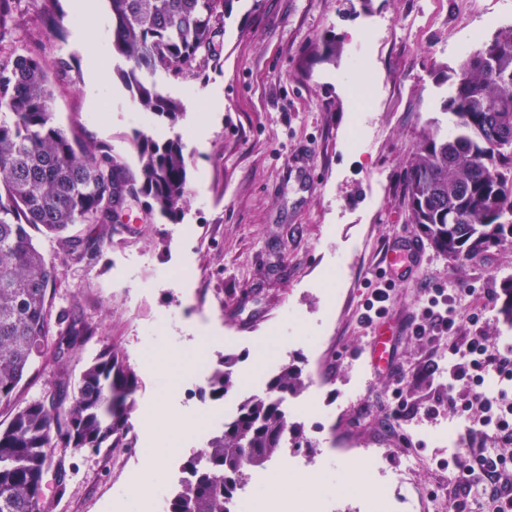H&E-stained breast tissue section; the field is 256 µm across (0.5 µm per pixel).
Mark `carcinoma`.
<instances>
[{"label": "carcinoma", "mask_w": 512, "mask_h": 512, "mask_svg": "<svg viewBox=\"0 0 512 512\" xmlns=\"http://www.w3.org/2000/svg\"><path fill=\"white\" fill-rule=\"evenodd\" d=\"M233 0H110V50L129 63L123 79L141 109L161 122L181 104L149 78L196 76L216 56ZM17 0H0V40L16 28ZM51 66L32 55L0 58V512H50L43 483L53 454L68 449L131 447L136 373L115 346L104 347L69 389L68 353L92 327L66 309L51 323L58 271L36 241L56 242L83 258L78 224H120L134 207L175 217L185 202L189 160L180 139L138 132L137 173L107 145L69 135L50 111ZM443 110L451 131H422L403 175L408 223L452 262L512 244V28L463 60ZM238 358L210 364L205 392L222 399L235 388ZM52 373L51 391L23 397L32 369ZM305 389L283 363L267 394L243 400L238 416L210 435L182 466L188 479L166 499V512H228L238 478L277 459L288 430L282 404Z\"/></svg>", "instance_id": "cac0c4a2"}]
</instances>
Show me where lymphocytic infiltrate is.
I'll use <instances>...</instances> for the list:
<instances>
[{"label":"lymphocytic infiltrate","mask_w":512,"mask_h":512,"mask_svg":"<svg viewBox=\"0 0 512 512\" xmlns=\"http://www.w3.org/2000/svg\"><path fill=\"white\" fill-rule=\"evenodd\" d=\"M491 298L472 290L463 303L455 289H428L413 329L427 343L447 341L448 404L470 417V452L447 463L453 512H512V457L497 450L512 444V395L484 388L491 374L512 382V347L493 348L481 336L461 345L449 339L464 309L482 310Z\"/></svg>","instance_id":"lymphocytic-infiltrate-1"}]
</instances>
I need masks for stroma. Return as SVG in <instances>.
<instances>
[{"mask_svg": "<svg viewBox=\"0 0 512 512\" xmlns=\"http://www.w3.org/2000/svg\"><path fill=\"white\" fill-rule=\"evenodd\" d=\"M102 21H83L57 0L62 35L42 23L40 0H19L17 29L0 56L37 54L65 61L51 110L58 126L92 136L137 169L134 138H181L189 158L186 202L177 221L137 211L133 222L89 230L74 261L49 241L59 271L55 302L94 327L70 354L71 378L106 346L116 345L136 372L139 403L128 448L68 451L52 461L44 493L53 512H138L127 492L148 450L141 419L166 403L187 422L160 460L163 512L180 469L202 441L214 403L187 370L197 348L238 357L233 397L253 395L277 349L301 368L305 390L289 425L303 426L298 481L321 512H449L453 438L466 422L448 406L427 409L448 390V348L412 335L424 286L500 293L512 276V245L493 247L456 266L410 224L403 173L424 127L441 121L449 76L467 55L512 25V0H234L224 17L218 62L205 77L156 76L162 94L184 110L176 125L154 123L118 77L124 61L107 56L100 102L87 93L90 53L111 39L110 0ZM335 54H326L327 45ZM373 103L362 108L361 93ZM420 250L415 270L395 285L382 327L359 314L396 242ZM494 300L482 319L461 318L459 340L512 344V323ZM392 363L373 367L376 330ZM437 363L434 374L411 378ZM402 389L411 415L389 414ZM420 466L405 486L391 483L406 456Z\"/></svg>", "mask_w": 512, "mask_h": 512, "instance_id": "stroma-1", "label": "stroma"}]
</instances>
